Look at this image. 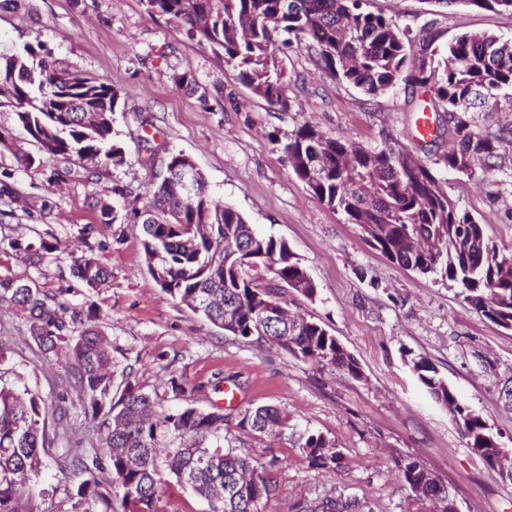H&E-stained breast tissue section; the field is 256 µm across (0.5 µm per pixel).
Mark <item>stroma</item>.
<instances>
[{"instance_id": "obj_1", "label": "stroma", "mask_w": 512, "mask_h": 512, "mask_svg": "<svg viewBox=\"0 0 512 512\" xmlns=\"http://www.w3.org/2000/svg\"><path fill=\"white\" fill-rule=\"evenodd\" d=\"M367 7L411 33L428 30L435 47L464 34L512 38V11L439 5L437 0H367ZM41 41L55 59L119 91L112 126L124 151L118 165L52 159L37 170L18 169L0 146V276L33 281L67 306H95L117 368H131L144 391L163 406L186 407L167 387L222 377L236 399L195 400L199 409L223 403L226 443L270 464L276 493L264 512H296V505L335 493L363 503V512H435L411 492L398 462L419 460L456 495L462 512H512V484L467 445L447 408L417 379L409 355H423L449 387L479 412L512 449V331L486 320L459 288L400 267L373 248L358 225L313 195L293 173L278 140L304 123L340 142L374 150L389 138L433 167L448 197L467 210L498 249L512 254V154L496 168L459 173L440 165L447 139H423L416 122L423 97L402 80L370 97L319 69L307 47L279 55L290 83L291 108L280 111L255 96L222 56L188 38L184 28L149 16L144 0H13L0 8V52ZM189 74L206 89L199 99L173 81ZM189 156L211 196L231 205L263 233L285 242L316 285L313 296L282 291L285 307L322 325L356 359L354 378L296 358L254 338L224 334L173 300L148 274L141 226L134 216L100 221L113 185L133 194L152 191L169 152ZM42 236L58 243L54 261L33 264L10 241ZM93 250L111 277L92 292L70 275L74 257ZM0 340L8 350L0 369L38 392L47 404L66 397L69 415L49 422L56 447L95 435L74 391L60 383L62 364L45 357L28 336L25 318L0 307ZM271 404L287 422L276 436H257L237 422L246 408ZM324 435L341 455L330 470L315 467L302 448L308 434ZM54 455L43 458L34 483L37 512H68Z\"/></svg>"}]
</instances>
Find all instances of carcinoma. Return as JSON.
I'll return each instance as SVG.
<instances>
[{"instance_id": "carcinoma-1", "label": "carcinoma", "mask_w": 512, "mask_h": 512, "mask_svg": "<svg viewBox=\"0 0 512 512\" xmlns=\"http://www.w3.org/2000/svg\"><path fill=\"white\" fill-rule=\"evenodd\" d=\"M365 0H146L147 11L184 26L187 36L239 70L242 82L268 104L290 108L288 81L277 54L309 41L316 63L325 72L370 96L392 89L412 62L410 31L392 17L364 8ZM431 49L411 77L430 93L433 111L448 113L453 147L442 157L450 170L467 173L479 159L493 161L512 153V125L492 130L478 113L512 112V38L462 35L443 49L433 37ZM120 94L112 86L82 73L57 67L46 44L27 42L12 54L0 53V107L10 106L18 126L37 145L36 153L16 154L18 167L39 169L44 159L77 156L94 164L123 162L112 116ZM294 174L328 207L342 212L349 224L366 226L370 244L391 262L422 275L462 286L464 300L489 321L512 330V273L500 277L499 251L483 227L458 207L441 187L440 178L419 165L412 184L400 171L407 152L397 141L368 151L341 143L305 123L282 144ZM194 166L181 152L172 153L166 176L142 206L130 201L142 219L148 273L171 298L188 304L218 328L228 312L238 315L236 336L258 339L286 336L281 348L318 366L329 365L355 376V358L336 349L334 336L320 324L305 321L293 328L275 323L259 331L253 312L282 305L271 286H260L249 271L275 257L271 280L299 279L306 293L315 284L283 241L260 233L235 209L213 201L204 176L192 192L183 189L179 171ZM12 248L42 261L58 249L41 238L16 242ZM73 277L98 290L108 270L92 255L74 259ZM0 304L23 313L29 335L45 354L64 362L62 383L86 401L85 412L98 421V447L65 448L56 459L65 478L64 494L72 512H168L169 479L205 499L210 512H262L275 493L264 466L235 448L224 447V409L187 406L176 412L122 374L117 382L105 335L93 310L74 308L41 292L32 282L0 277ZM333 363H328L323 353ZM417 378L439 404L457 414L468 431V447L483 458L496 441L483 417L462 402L439 376L432 362ZM171 390L187 401L220 391L186 388L176 378ZM50 407L38 394L17 388L0 373V512H34L32 478L51 446L47 435ZM272 405L248 408L238 427L254 433L284 423ZM322 434L307 436L303 449L311 464L331 469L336 455L323 448ZM426 469L416 460L399 467L414 487ZM297 512H359V504L326 495L297 505Z\"/></svg>"}]
</instances>
